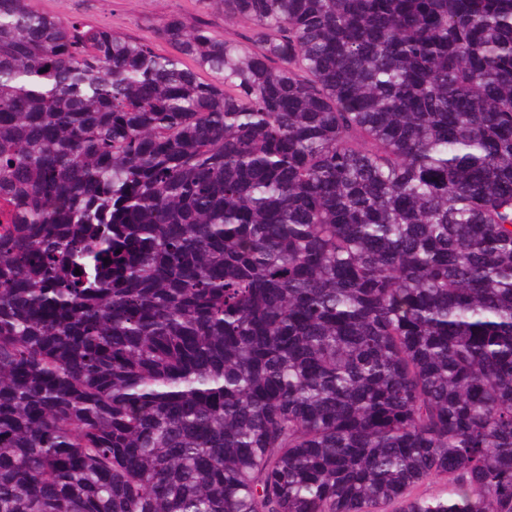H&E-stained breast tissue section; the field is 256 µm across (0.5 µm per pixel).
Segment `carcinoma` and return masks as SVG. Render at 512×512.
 Listing matches in <instances>:
<instances>
[{
  "instance_id": "1",
  "label": "carcinoma",
  "mask_w": 512,
  "mask_h": 512,
  "mask_svg": "<svg viewBox=\"0 0 512 512\" xmlns=\"http://www.w3.org/2000/svg\"><path fill=\"white\" fill-rule=\"evenodd\" d=\"M201 2L0 0V512H512V0ZM34 10L63 18L76 17L118 34L154 41L156 49H171L157 39V28L172 18L187 24H207L221 38L246 42L242 25L224 20L219 9H207L198 0H31Z\"/></svg>"
}]
</instances>
